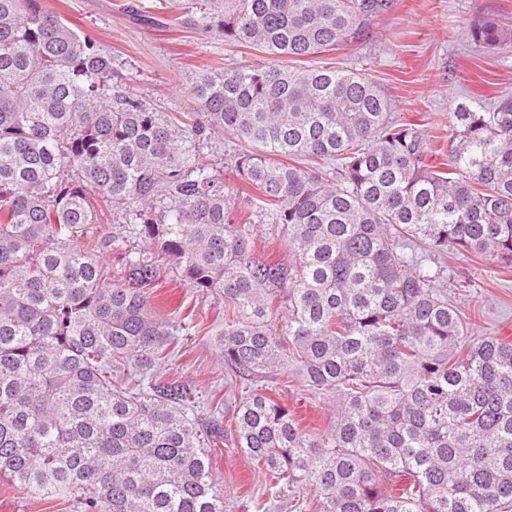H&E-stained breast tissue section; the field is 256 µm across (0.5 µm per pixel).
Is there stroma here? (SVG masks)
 I'll return each mask as SVG.
<instances>
[{"label":"stroma","mask_w":512,"mask_h":512,"mask_svg":"<svg viewBox=\"0 0 512 512\" xmlns=\"http://www.w3.org/2000/svg\"><path fill=\"white\" fill-rule=\"evenodd\" d=\"M41 2L111 53L118 82L169 114L193 110L190 88L200 68L260 62L258 51L225 45L223 38L204 31L202 0ZM480 20L498 22L508 29V38L493 49L475 45L467 31ZM315 62L365 73L389 98L393 120L421 121L425 135L444 147L451 100L512 92V0H393L363 43L320 54ZM442 261L448 300L468 318L475 335L512 338V268L454 250ZM183 304L193 309L203 330L224 316L223 298L187 288L171 263L156 306L166 314ZM203 330L180 337L166 371L193 383L205 405L217 398L233 405L239 393ZM279 397L302 427L327 428V399L302 378L283 379ZM211 466L224 483V512H256V502L266 498L262 473L228 445L212 455Z\"/></svg>","instance_id":"stroma-1"}]
</instances>
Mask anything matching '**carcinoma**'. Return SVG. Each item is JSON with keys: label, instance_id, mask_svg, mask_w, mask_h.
<instances>
[{"label": "carcinoma", "instance_id": "obj_1", "mask_svg": "<svg viewBox=\"0 0 512 512\" xmlns=\"http://www.w3.org/2000/svg\"><path fill=\"white\" fill-rule=\"evenodd\" d=\"M393 0H208L206 31L262 54L202 69L198 111L112 87V55L41 0H0V479L76 512H224L207 450L300 483L318 512H512V340L469 336L450 249L512 267V96L454 101L448 152L390 122L353 69L290 61L360 43ZM494 48V21L470 29ZM222 132L247 187L197 146ZM292 258L254 254L241 211ZM123 220L107 232L103 218ZM224 297L212 341L248 388L224 420L166 377L193 311L152 300L167 261ZM334 397L304 430L288 371Z\"/></svg>", "mask_w": 512, "mask_h": 512}]
</instances>
